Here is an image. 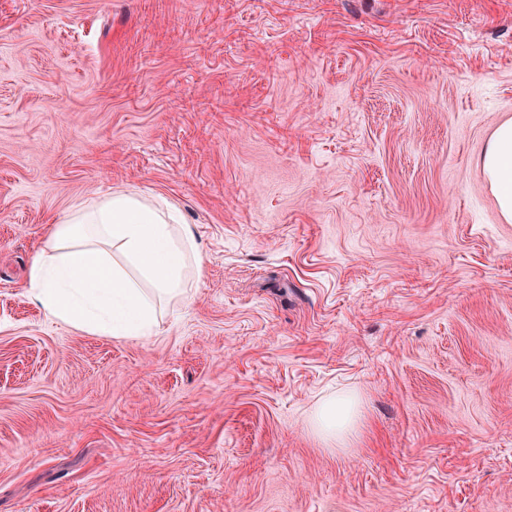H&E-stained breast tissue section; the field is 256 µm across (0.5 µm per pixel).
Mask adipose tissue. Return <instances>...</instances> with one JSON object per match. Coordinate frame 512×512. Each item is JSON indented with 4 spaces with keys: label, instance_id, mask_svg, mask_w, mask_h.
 Returning <instances> with one entry per match:
<instances>
[{
    "label": "adipose tissue",
    "instance_id": "obj_1",
    "mask_svg": "<svg viewBox=\"0 0 512 512\" xmlns=\"http://www.w3.org/2000/svg\"><path fill=\"white\" fill-rule=\"evenodd\" d=\"M481 166L512 222V120L492 134ZM199 247L175 208L134 192L79 205L51 225L34 253L32 296L52 317L106 336H150L156 301L186 300Z\"/></svg>",
    "mask_w": 512,
    "mask_h": 512
}]
</instances>
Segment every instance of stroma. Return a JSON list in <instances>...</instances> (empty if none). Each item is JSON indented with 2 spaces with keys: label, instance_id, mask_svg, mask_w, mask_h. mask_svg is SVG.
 I'll return each instance as SVG.
<instances>
[{
  "label": "stroma",
  "instance_id": "obj_1",
  "mask_svg": "<svg viewBox=\"0 0 512 512\" xmlns=\"http://www.w3.org/2000/svg\"><path fill=\"white\" fill-rule=\"evenodd\" d=\"M508 119L512 0H0V512H512ZM127 191L188 299L49 317L48 225ZM503 219L512 222V120L492 134L480 158ZM336 400H329L321 408L317 416V429L325 436L339 437L345 433L353 423V405L351 398H344L338 402L344 406V418L336 424Z\"/></svg>",
  "mask_w": 512,
  "mask_h": 512
}]
</instances>
